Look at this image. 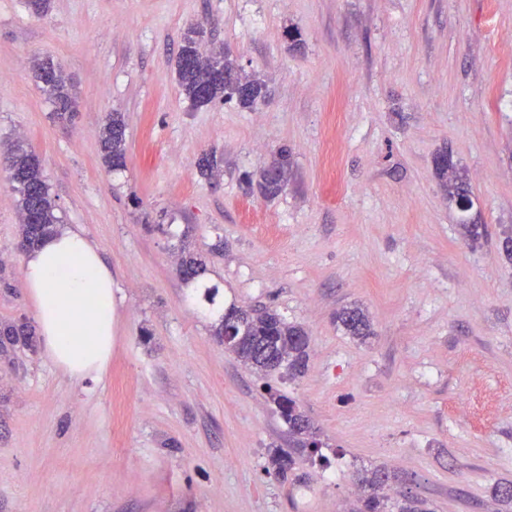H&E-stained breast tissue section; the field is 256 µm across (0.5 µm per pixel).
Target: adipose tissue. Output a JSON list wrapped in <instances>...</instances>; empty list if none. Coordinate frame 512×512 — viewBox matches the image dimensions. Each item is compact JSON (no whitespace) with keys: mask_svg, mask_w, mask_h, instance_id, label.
Here are the masks:
<instances>
[{"mask_svg":"<svg viewBox=\"0 0 512 512\" xmlns=\"http://www.w3.org/2000/svg\"><path fill=\"white\" fill-rule=\"evenodd\" d=\"M26 294L44 355L69 380L104 374L112 357V269L80 228L63 227L26 251Z\"/></svg>","mask_w":512,"mask_h":512,"instance_id":"1","label":"adipose tissue"}]
</instances>
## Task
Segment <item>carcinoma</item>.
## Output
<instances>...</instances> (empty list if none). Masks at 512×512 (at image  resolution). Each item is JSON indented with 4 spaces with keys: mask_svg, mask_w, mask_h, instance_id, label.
Returning a JSON list of instances; mask_svg holds the SVG:
<instances>
[{
    "mask_svg": "<svg viewBox=\"0 0 512 512\" xmlns=\"http://www.w3.org/2000/svg\"><path fill=\"white\" fill-rule=\"evenodd\" d=\"M201 31L191 27L184 34L177 53L175 73L182 94L195 106H204L217 100L229 103L237 100L253 104L262 96L263 85L257 80L247 83V92H238L235 83L224 81V73L235 72L233 63L224 55L203 56L199 53ZM35 80L51 102L55 118L70 121L76 112L62 66L51 58L41 59L33 68ZM101 152L104 164L111 170L125 167V123L118 113L108 115L101 136ZM9 170L16 208L20 217L21 239L29 247L56 231L61 220L57 215L55 199L50 193L39 158L22 140L8 145ZM204 263L193 253L181 259L179 275L186 283L196 281L204 273ZM336 320L346 335L365 341L373 335L368 315L357 305L345 307ZM233 328L241 339L242 348L237 356L246 364L271 375L285 370L288 377L301 375L307 366L309 337L304 329L288 322L277 311L268 307L243 309L234 305L220 316L215 335L224 336V330ZM33 329L25 322L0 325V351L23 342L30 345ZM280 417L288 425V448H276L270 454L269 464L274 474L284 480L294 474L297 459L305 454L318 453L316 432L307 415L299 410L296 401L269 386L266 389ZM389 480L388 474L376 473L366 480L371 493L360 499L355 512H431L428 503L418 499L393 501L382 490Z\"/></svg>",
    "mask_w": 512,
    "mask_h": 512,
    "instance_id": "cac0c4a2",
    "label": "carcinoma"
}]
</instances>
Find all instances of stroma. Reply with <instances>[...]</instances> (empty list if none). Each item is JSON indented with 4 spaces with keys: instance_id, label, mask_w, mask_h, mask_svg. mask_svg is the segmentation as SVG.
<instances>
[{
    "instance_id": "stroma-1",
    "label": "stroma",
    "mask_w": 512,
    "mask_h": 512,
    "mask_svg": "<svg viewBox=\"0 0 512 512\" xmlns=\"http://www.w3.org/2000/svg\"><path fill=\"white\" fill-rule=\"evenodd\" d=\"M193 24L263 103L182 95ZM45 57L72 121L34 81ZM111 112L126 126L113 172ZM16 138L112 268L114 339L80 385L40 347L0 355V512H350L379 469L432 512H512L494 493L512 484V0H50L41 16L0 0V143ZM283 151V189L264 196ZM18 243L0 166V323L34 319ZM185 246L225 304L309 336L304 376L277 383L322 443L302 482L268 471L288 427L189 303ZM351 304L368 343L336 324ZM35 80L54 107L55 118L71 121L76 112V101L72 96L62 66L52 58L38 60L33 68ZM100 143L104 164L111 170L124 168L126 159L125 123L117 112L108 115L101 132Z\"/></svg>"
}]
</instances>
